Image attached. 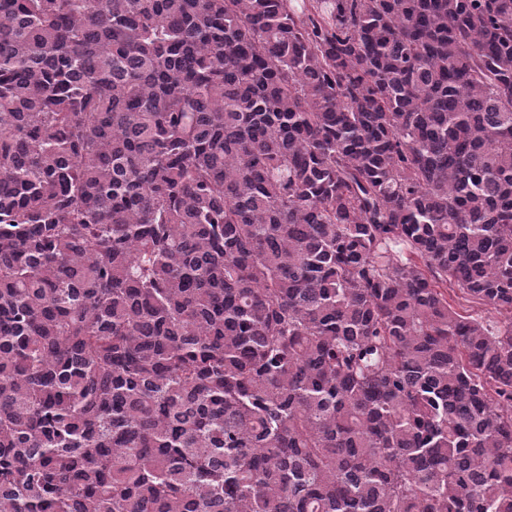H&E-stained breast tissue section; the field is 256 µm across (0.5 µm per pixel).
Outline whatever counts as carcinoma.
<instances>
[{"label": "carcinoma", "instance_id": "obj_1", "mask_svg": "<svg viewBox=\"0 0 512 512\" xmlns=\"http://www.w3.org/2000/svg\"><path fill=\"white\" fill-rule=\"evenodd\" d=\"M0 512H512V0H0Z\"/></svg>", "mask_w": 512, "mask_h": 512}]
</instances>
